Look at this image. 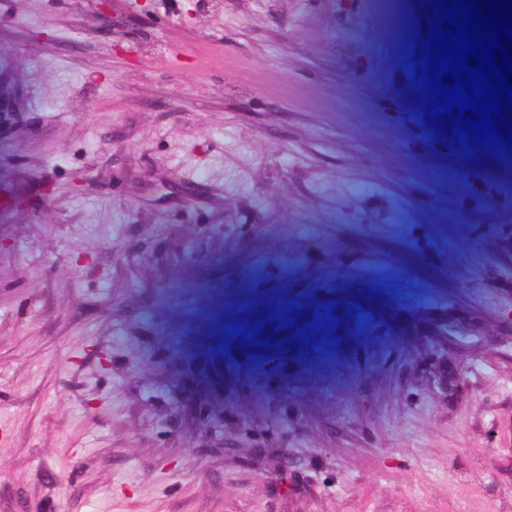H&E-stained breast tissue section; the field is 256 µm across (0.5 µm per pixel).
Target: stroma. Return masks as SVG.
Instances as JSON below:
<instances>
[{"instance_id":"stroma-1","label":"stroma","mask_w":512,"mask_h":512,"mask_svg":"<svg viewBox=\"0 0 512 512\" xmlns=\"http://www.w3.org/2000/svg\"><path fill=\"white\" fill-rule=\"evenodd\" d=\"M400 14L0 0V512H512V189Z\"/></svg>"}]
</instances>
